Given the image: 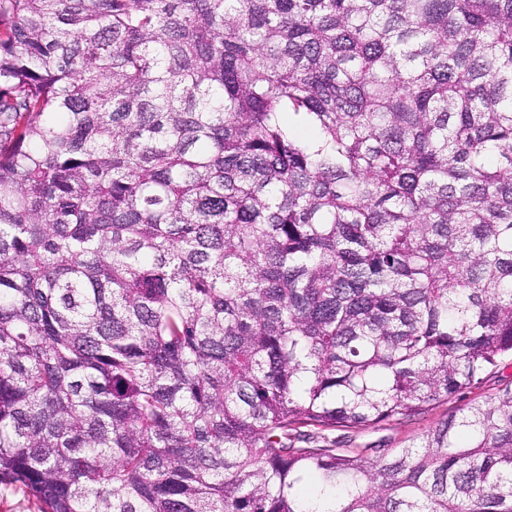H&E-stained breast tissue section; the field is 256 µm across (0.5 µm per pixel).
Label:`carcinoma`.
<instances>
[{"instance_id": "carcinoma-1", "label": "carcinoma", "mask_w": 512, "mask_h": 512, "mask_svg": "<svg viewBox=\"0 0 512 512\" xmlns=\"http://www.w3.org/2000/svg\"><path fill=\"white\" fill-rule=\"evenodd\" d=\"M506 357L512 0H0V487L512 512V385L380 456L293 445Z\"/></svg>"}]
</instances>
